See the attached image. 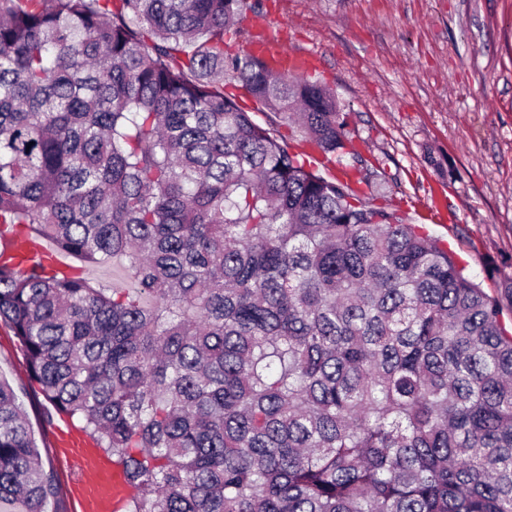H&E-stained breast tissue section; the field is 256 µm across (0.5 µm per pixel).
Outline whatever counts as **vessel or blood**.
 I'll use <instances>...</instances> for the list:
<instances>
[{
	"mask_svg": "<svg viewBox=\"0 0 512 512\" xmlns=\"http://www.w3.org/2000/svg\"><path fill=\"white\" fill-rule=\"evenodd\" d=\"M249 50L268 61L273 69L289 66L287 52L277 49L271 39H254ZM54 453L71 473L67 483L71 512H116L126 488L114 474L111 463L88 439L76 430H68L60 434Z\"/></svg>",
	"mask_w": 512,
	"mask_h": 512,
	"instance_id": "obj_1",
	"label": "vessel or blood"
}]
</instances>
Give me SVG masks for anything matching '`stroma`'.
<instances>
[{
	"label": "stroma",
	"mask_w": 512,
	"mask_h": 512,
	"mask_svg": "<svg viewBox=\"0 0 512 512\" xmlns=\"http://www.w3.org/2000/svg\"><path fill=\"white\" fill-rule=\"evenodd\" d=\"M352 115L360 176L499 297L512 279V0H247ZM447 210L437 214L435 200Z\"/></svg>",
	"instance_id": "35a3bbf8"
}]
</instances>
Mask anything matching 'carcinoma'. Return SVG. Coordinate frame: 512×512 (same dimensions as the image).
<instances>
[{
    "label": "carcinoma",
    "mask_w": 512,
    "mask_h": 512,
    "mask_svg": "<svg viewBox=\"0 0 512 512\" xmlns=\"http://www.w3.org/2000/svg\"><path fill=\"white\" fill-rule=\"evenodd\" d=\"M246 0H0V322L122 512H512L498 299L353 187L343 111L229 51ZM295 127L311 168L224 85ZM118 259L115 288L87 266ZM0 379V512H58Z\"/></svg>",
    "instance_id": "cac0c4a2"
}]
</instances>
